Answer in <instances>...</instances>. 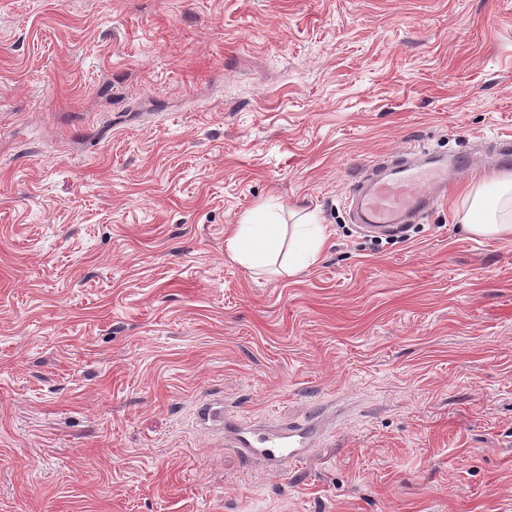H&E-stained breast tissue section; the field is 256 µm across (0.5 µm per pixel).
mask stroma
Returning a JSON list of instances; mask_svg holds the SVG:
<instances>
[{"mask_svg": "<svg viewBox=\"0 0 512 512\" xmlns=\"http://www.w3.org/2000/svg\"><path fill=\"white\" fill-rule=\"evenodd\" d=\"M512 137V0H0V512H512V238L357 182ZM326 240L231 260L260 206ZM224 405L199 425L197 408ZM320 413L279 473L226 423ZM424 165L404 163L397 178L377 179L360 202L364 224L394 230L400 227L403 214L422 217L439 202L445 183L441 180L424 181L410 172ZM299 223L291 225L288 274L314 263L324 242L323 226L314 213L304 214Z\"/></svg>", "mask_w": 512, "mask_h": 512, "instance_id": "obj_1", "label": "stroma"}]
</instances>
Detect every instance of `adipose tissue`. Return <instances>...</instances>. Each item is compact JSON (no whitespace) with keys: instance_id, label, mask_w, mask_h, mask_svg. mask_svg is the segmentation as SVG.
<instances>
[{"instance_id":"ef3b65f1","label":"adipose tissue","mask_w":512,"mask_h":512,"mask_svg":"<svg viewBox=\"0 0 512 512\" xmlns=\"http://www.w3.org/2000/svg\"><path fill=\"white\" fill-rule=\"evenodd\" d=\"M457 218L467 232L479 237H512V174L479 181L467 194ZM290 238L288 269L296 271L314 263L320 254L324 231L315 214L284 227L272 210L261 207L235 225L227 239L230 258L264 269L274 266L283 238Z\"/></svg>"}]
</instances>
